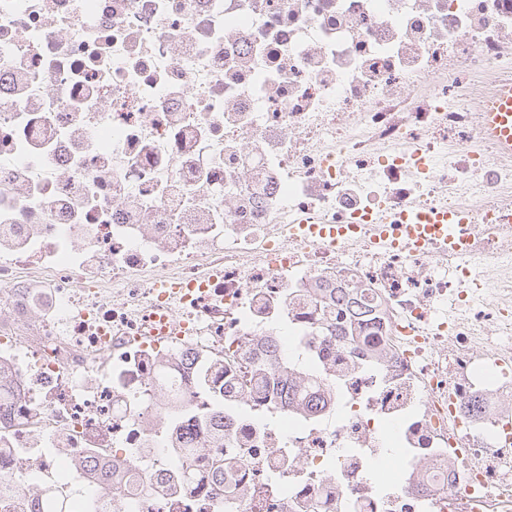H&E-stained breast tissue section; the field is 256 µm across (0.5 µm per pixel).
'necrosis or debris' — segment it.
Returning <instances> with one entry per match:
<instances>
[{
  "mask_svg": "<svg viewBox=\"0 0 512 512\" xmlns=\"http://www.w3.org/2000/svg\"><path fill=\"white\" fill-rule=\"evenodd\" d=\"M507 87L512 0H0V512H512ZM506 89L484 118L482 132H490L505 149H512V92ZM448 218L444 214H437L435 218L430 217V223L432 224H417L415 227H403L402 230L406 232L410 244L413 242V245L420 246L429 240V235L440 237L443 234L444 225L441 221H448Z\"/></svg>",
  "mask_w": 512,
  "mask_h": 512,
  "instance_id": "necrosis-or-debris-1",
  "label": "necrosis or debris"
}]
</instances>
